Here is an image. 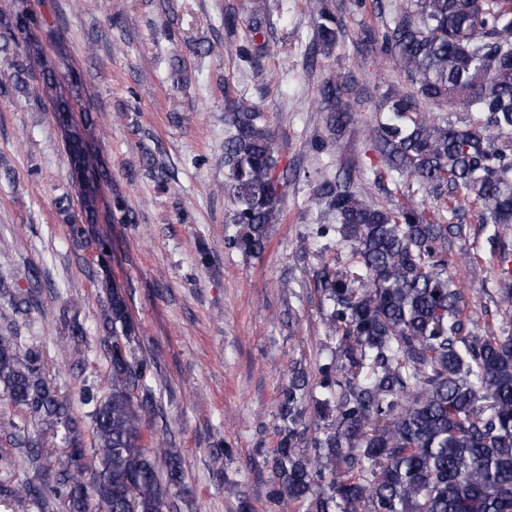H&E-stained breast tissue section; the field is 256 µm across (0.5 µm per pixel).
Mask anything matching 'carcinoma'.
I'll return each mask as SVG.
<instances>
[{
    "label": "carcinoma",
    "instance_id": "1",
    "mask_svg": "<svg viewBox=\"0 0 512 512\" xmlns=\"http://www.w3.org/2000/svg\"><path fill=\"white\" fill-rule=\"evenodd\" d=\"M321 43L332 46L337 21L312 5ZM385 44L404 78L381 105L386 122L373 145L390 171L409 175L435 205L408 201L391 208L356 191L347 175L319 182L330 224L349 243L350 263L323 273L328 326L339 336L336 362L319 369L314 414L330 420L305 437L309 379L295 368L279 393L278 441L265 455L267 497L280 512H512V334L487 324L467 329L466 292L448 271V238L463 232L461 211L512 229V0H390ZM38 23L21 10L5 23L15 46ZM30 51H14L0 67V95L31 77ZM331 128L350 112L342 87L321 88ZM433 106L480 114L459 126L424 114ZM224 191L240 230L224 247L261 254L267 228L283 217L276 146L260 111L228 101L224 113ZM85 223L71 240L96 245L105 277L102 327L109 333L106 389L82 391L83 414L46 377L39 349L12 331L34 310L0 280V388L20 418L0 422V501L28 500L42 512H169L184 487L182 449L156 455L143 430L157 403L153 365L136 353L138 328L127 289L111 279L106 244L91 238L98 195H82ZM502 278L496 307L512 313V268L473 261L472 279ZM90 423L93 446L84 444ZM63 451L51 480L11 481V448H41L49 434Z\"/></svg>",
    "mask_w": 512,
    "mask_h": 512
}]
</instances>
